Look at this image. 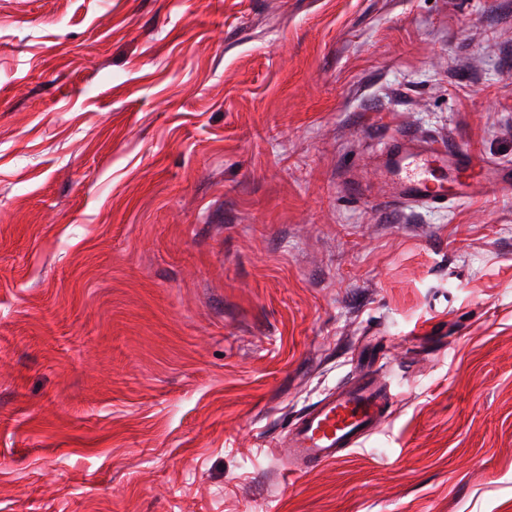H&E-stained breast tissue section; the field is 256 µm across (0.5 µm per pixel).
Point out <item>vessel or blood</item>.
<instances>
[{"label":"vessel or blood","instance_id":"1","mask_svg":"<svg viewBox=\"0 0 512 512\" xmlns=\"http://www.w3.org/2000/svg\"><path fill=\"white\" fill-rule=\"evenodd\" d=\"M380 155L394 175L389 204L466 203L508 177L470 152L406 135L383 142ZM392 399L389 386L369 373L309 406L289 427L288 472L303 474L340 461L384 424Z\"/></svg>","mask_w":512,"mask_h":512}]
</instances>
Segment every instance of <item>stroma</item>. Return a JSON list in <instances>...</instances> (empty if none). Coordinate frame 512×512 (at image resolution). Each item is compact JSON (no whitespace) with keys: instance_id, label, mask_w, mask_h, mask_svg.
Segmentation results:
<instances>
[{"instance_id":"obj_1","label":"stroma","mask_w":512,"mask_h":512,"mask_svg":"<svg viewBox=\"0 0 512 512\" xmlns=\"http://www.w3.org/2000/svg\"><path fill=\"white\" fill-rule=\"evenodd\" d=\"M401 133L512 165V0H0V512H512V189L379 205ZM393 397L385 382L368 373L309 406L287 429L288 472L303 474L340 461L384 424Z\"/></svg>"}]
</instances>
